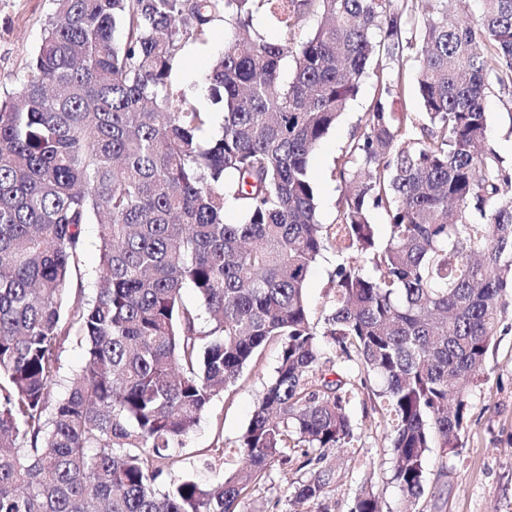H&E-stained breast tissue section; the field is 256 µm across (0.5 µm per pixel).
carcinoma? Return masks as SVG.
Returning <instances> with one entry per match:
<instances>
[{"label":"carcinoma","mask_w":512,"mask_h":512,"mask_svg":"<svg viewBox=\"0 0 512 512\" xmlns=\"http://www.w3.org/2000/svg\"><path fill=\"white\" fill-rule=\"evenodd\" d=\"M428 2L413 41L394 0H55L20 91L0 100V512H243L297 452L312 469L289 502L331 512L326 452L348 451L354 434L328 343L360 363L362 385L379 381L393 479L415 512L431 449L464 446L512 294V176L484 109L492 81L512 82V0L452 22L445 0ZM259 13L276 38L254 28ZM214 25L224 52L204 80L224 123L208 142L212 113L171 73ZM406 58L416 113L389 107ZM373 64L378 96L338 161L339 214L325 225L309 159ZM230 204L242 222H224ZM373 210L388 218L384 244ZM88 224L95 294L70 301ZM330 248L348 257L320 333L305 282ZM72 333L85 364L56 399ZM270 342L276 375L238 468L215 487L185 476L156 489L173 449ZM352 512H380L372 489Z\"/></svg>","instance_id":"cac0c4a2"}]
</instances>
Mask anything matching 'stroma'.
I'll return each mask as SVG.
<instances>
[{"label":"stroma","instance_id":"35a3bbf8","mask_svg":"<svg viewBox=\"0 0 512 512\" xmlns=\"http://www.w3.org/2000/svg\"><path fill=\"white\" fill-rule=\"evenodd\" d=\"M54 0H0V96L19 91L36 52ZM224 47L219 32L190 39L173 71V79L189 92H200L211 60ZM378 92L374 73H367L357 96L311 155L309 169L322 223H334L341 188L334 177L336 160L354 136L363 131L364 116ZM488 137L503 168L512 173V84L492 83L485 102ZM336 267L334 252L312 267L305 284L307 306L315 324H323L331 307L330 276ZM277 345L271 344L248 364L239 380L215 398L184 447L174 449V464L162 483L190 476L203 485L223 481L235 459L230 450L244 433L259 398L275 375ZM353 377L347 412L354 428L352 453L328 455L335 482V512H350L356 495L372 487L383 512H401L403 496L393 481V456L387 415L379 411L368 387L358 384L355 362L343 361ZM301 456L288 466L271 469L266 483L245 503V512H289L284 499L288 483L305 480ZM417 512H512V300L507 301L487 354L485 373L473 387L465 427V445L457 455L444 457L432 449L425 491Z\"/></svg>","mask_w":512,"mask_h":512}]
</instances>
